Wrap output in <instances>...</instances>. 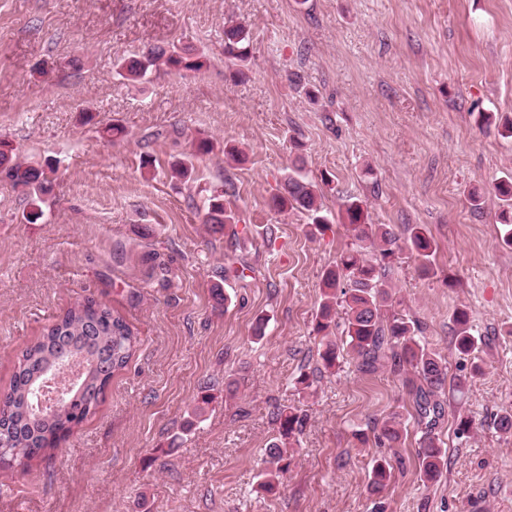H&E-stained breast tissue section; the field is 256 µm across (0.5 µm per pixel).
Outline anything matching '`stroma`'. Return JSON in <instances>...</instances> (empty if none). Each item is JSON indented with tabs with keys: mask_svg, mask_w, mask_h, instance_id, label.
<instances>
[{
	"mask_svg": "<svg viewBox=\"0 0 512 512\" xmlns=\"http://www.w3.org/2000/svg\"><path fill=\"white\" fill-rule=\"evenodd\" d=\"M229 20L251 38L240 81L224 60ZM172 44L205 51L207 66L117 78L120 58ZM505 116L512 0H0V139L52 168L33 222L25 189L0 182V392L20 350L76 300L109 306L137 337L53 457L0 469V512H512V435L492 428L512 413V248L493 192L512 173ZM112 124L122 135L104 134ZM201 139L214 149L195 180L171 179ZM297 163L325 233L270 206ZM216 190L239 219L221 235L204 222ZM348 196L369 223L422 225L437 246L430 274L405 249L391 271L394 311L465 381L440 394L448 467L434 483L419 478L402 375L348 358L329 372L317 355L322 276L353 241ZM458 310L480 343L466 359ZM207 390L213 402L182 432ZM289 405L305 424L279 494L264 496L274 413ZM395 411L403 440L386 449L374 422ZM397 455L404 466L372 496L374 460Z\"/></svg>",
	"mask_w": 512,
	"mask_h": 512,
	"instance_id": "1",
	"label": "stroma"
}]
</instances>
